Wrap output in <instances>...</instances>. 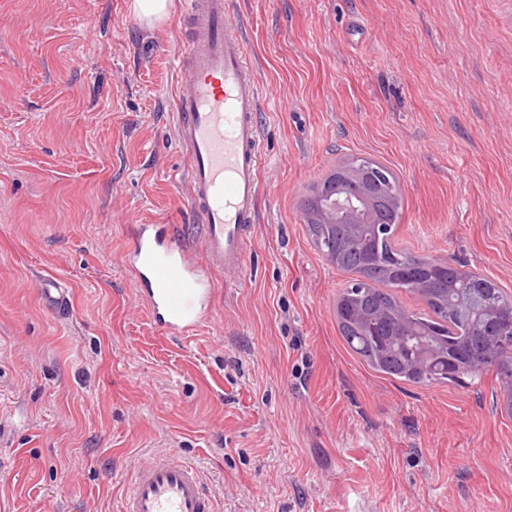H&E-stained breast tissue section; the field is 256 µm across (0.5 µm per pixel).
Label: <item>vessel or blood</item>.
Segmentation results:
<instances>
[{
    "instance_id": "1",
    "label": "vessel or blood",
    "mask_w": 512,
    "mask_h": 512,
    "mask_svg": "<svg viewBox=\"0 0 512 512\" xmlns=\"http://www.w3.org/2000/svg\"><path fill=\"white\" fill-rule=\"evenodd\" d=\"M191 33L175 54L178 138L189 157V204L199 218L206 255L198 265L175 234L141 228L131 263L139 297L166 334L184 337L212 315L209 271L227 279L244 268L245 247L259 195L258 127L262 88L247 63V45L227 0H183ZM42 300L66 314L65 284L38 282ZM122 512H210L197 470L165 454L139 465Z\"/></svg>"
}]
</instances>
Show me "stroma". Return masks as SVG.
Returning a JSON list of instances; mask_svg holds the SVG:
<instances>
[{
	"instance_id": "35a3bbf8",
	"label": "stroma",
	"mask_w": 512,
	"mask_h": 512,
	"mask_svg": "<svg viewBox=\"0 0 512 512\" xmlns=\"http://www.w3.org/2000/svg\"><path fill=\"white\" fill-rule=\"evenodd\" d=\"M0 0V501L121 512L136 467L194 464L212 512H512L493 374L410 385L341 338L353 280L300 202L352 156L399 178L398 237L512 293V0H232L263 90L240 279L174 338L138 299L142 224L191 226L181 0ZM69 288L61 319L41 276ZM171 4V0H133L132 7L138 15L148 20H159L169 15Z\"/></svg>"
}]
</instances>
